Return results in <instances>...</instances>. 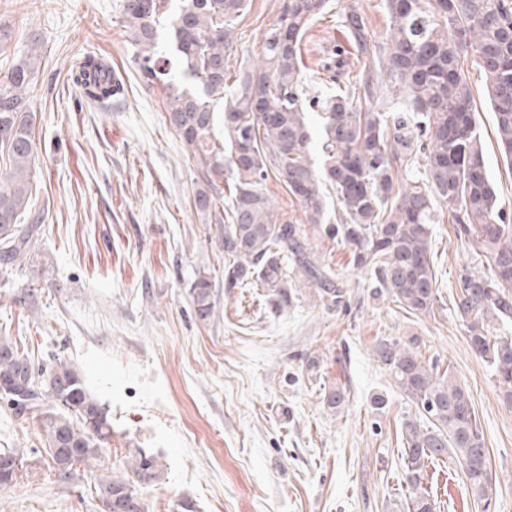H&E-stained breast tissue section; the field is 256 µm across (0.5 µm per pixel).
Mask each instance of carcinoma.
Masks as SVG:
<instances>
[{
	"label": "carcinoma",
	"mask_w": 512,
	"mask_h": 512,
	"mask_svg": "<svg viewBox=\"0 0 512 512\" xmlns=\"http://www.w3.org/2000/svg\"><path fill=\"white\" fill-rule=\"evenodd\" d=\"M250 0H178L170 25V61L158 56L157 23L166 0H121L132 62L144 81L165 80L164 120L196 162V206L224 225V289L254 285L266 290L277 311L290 306L293 276L317 285L327 308L346 303L332 271L318 266L299 225L279 217L264 184L270 177L298 200L308 221L350 250L357 268L376 276L379 294L405 313L435 315L438 277L431 254L435 203L448 207L459 238L473 240L488 263L484 272L460 276L454 310L467 322L472 350L493 369L503 400L512 404V338L488 336L485 323L512 320V213L487 173L468 67L484 80L493 114V138L512 171V0H384L388 38L368 37L358 0L340 9L336 44V93L310 96L301 42L312 23L329 13L330 0H283L267 29L260 62L238 69L235 94L224 108L229 148L212 133L215 103L225 96L228 55L235 25ZM39 48L9 68L0 84V272L21 271L42 234V213L30 190L37 113L27 90ZM87 102L110 106L124 98L112 64L94 55L73 68ZM396 95L403 106L377 108ZM320 108L322 135L313 141L306 112ZM232 187L224 192L219 179ZM336 192L337 223L327 221V192ZM293 268H288V265ZM213 283L190 286L198 318L213 313ZM416 339H381L373 356L393 376L403 396L422 409L429 424L402 423L403 466L410 488L408 512H434L423 479L428 464L455 458L472 495L488 502L492 491L485 437L470 396L450 370L425 360ZM65 383L61 389L58 384ZM346 397L341 385L325 390V407ZM0 399L37 420L48 466L68 480L88 467L104 471L94 485L100 512H147L142 490L163 479L160 461L141 448L128 449L126 474L104 467L112 439L109 410L86 389L81 375L60 356L34 368L10 339L0 338Z\"/></svg>",
	"instance_id": "cac0c4a2"
}]
</instances>
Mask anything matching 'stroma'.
<instances>
[{"label":"stroma","mask_w":512,"mask_h":512,"mask_svg":"<svg viewBox=\"0 0 512 512\" xmlns=\"http://www.w3.org/2000/svg\"><path fill=\"white\" fill-rule=\"evenodd\" d=\"M120 0H0V76L31 40L40 48L28 92L37 114L32 187L44 215L42 240L25 272L0 275V336L32 365L65 358L112 414L107 465L121 470L128 448L158 456L163 480L143 492L148 512H408L401 425L420 410L372 356L382 338H417L423 357L451 368L467 389L495 479L489 507L473 502L454 459L430 466L424 484L440 512H512V408L469 346L453 297L463 268L484 269L436 205L432 252L442 310L405 314L375 295L374 275L308 223L276 180L265 187L281 217L303 225L319 263L331 267L347 302L329 309L299 288L276 313L261 288L224 290L221 225L194 206L196 165L162 122L166 89L146 85L118 22ZM280 0H250L229 49L230 67L254 61ZM334 15L312 23L308 66L329 57ZM111 62L125 86L112 107L87 104L72 68L85 55ZM478 121L488 168L512 207V172L491 139L492 114ZM200 276L214 285L212 316L199 320L189 294ZM316 369H308V359ZM346 387L325 409L326 387ZM384 397L375 406V397ZM40 429L0 402V448L24 463L0 486V512H99V469L61 480L38 455Z\"/></svg>","instance_id":"stroma-1"}]
</instances>
